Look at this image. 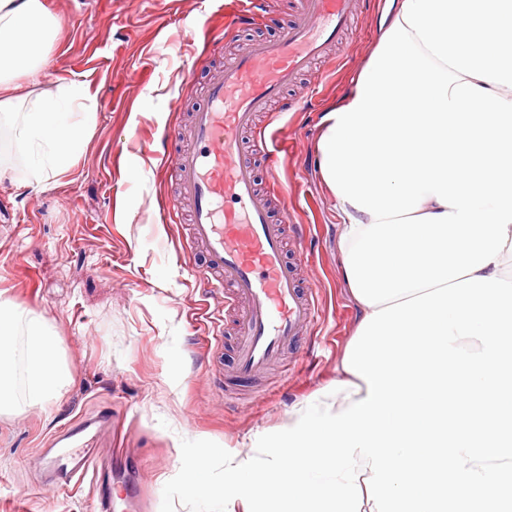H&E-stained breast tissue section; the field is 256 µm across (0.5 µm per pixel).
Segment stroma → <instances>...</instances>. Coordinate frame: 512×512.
I'll list each match as a JSON object with an SVG mask.
<instances>
[{"label": "stroma", "mask_w": 512, "mask_h": 512, "mask_svg": "<svg viewBox=\"0 0 512 512\" xmlns=\"http://www.w3.org/2000/svg\"><path fill=\"white\" fill-rule=\"evenodd\" d=\"M224 3L48 0L62 27L52 72L88 86L96 124L77 164L50 188L27 186L20 158L0 177V292L54 325L74 382L50 411L0 415V512H94L90 483L43 487L47 448L93 449L112 467L116 512H160L181 466L176 433L244 455L251 435L279 429L293 404L336 384L359 311L342 281L339 219L317 143L324 112L348 93L381 36L383 0L363 8L338 45V75L320 88L298 85L312 111L277 124L288 147L277 174L291 190L294 223L307 227L301 277L324 322L267 380L269 397L240 405L223 401L233 383L209 367L182 227L159 219L171 194L161 139L198 103L179 100L178 88Z\"/></svg>", "instance_id": "35a3bbf8"}]
</instances>
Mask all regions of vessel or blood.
<instances>
[{
  "label": "vessel or blood",
  "mask_w": 512,
  "mask_h": 512,
  "mask_svg": "<svg viewBox=\"0 0 512 512\" xmlns=\"http://www.w3.org/2000/svg\"><path fill=\"white\" fill-rule=\"evenodd\" d=\"M363 0H298L288 24H280L265 0H230L224 9V36L258 23L280 26L277 39L239 44L214 65L200 56L180 91L204 86L188 132L173 127L163 141V171L174 174L177 190L163 209V220L186 218L189 251L202 254L188 271L206 300L214 335L224 333V310L238 306L234 357L229 367L238 393L251 391L257 378L296 348L319 311L313 290L298 280L300 256H289V240H301L302 228L288 211V194L272 184L261 193L247 141L262 142L282 113L297 112L301 101L287 95L301 74L314 82L326 61L361 12ZM204 83H197V74ZM84 449L69 448L47 463L48 486L68 491L73 479L91 477L96 512H112V479L90 474Z\"/></svg>",
  "instance_id": "b4317fda"
}]
</instances>
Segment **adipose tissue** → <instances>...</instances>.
I'll return each instance as SVG.
<instances>
[{
    "label": "adipose tissue",
    "instance_id": "1",
    "mask_svg": "<svg viewBox=\"0 0 512 512\" xmlns=\"http://www.w3.org/2000/svg\"><path fill=\"white\" fill-rule=\"evenodd\" d=\"M382 35L317 145L361 315L473 276L512 281V0H386ZM44 0H0V125L42 188L96 123L86 85L46 73ZM73 381L53 325L0 297V414L47 409Z\"/></svg>",
    "mask_w": 512,
    "mask_h": 512
}]
</instances>
